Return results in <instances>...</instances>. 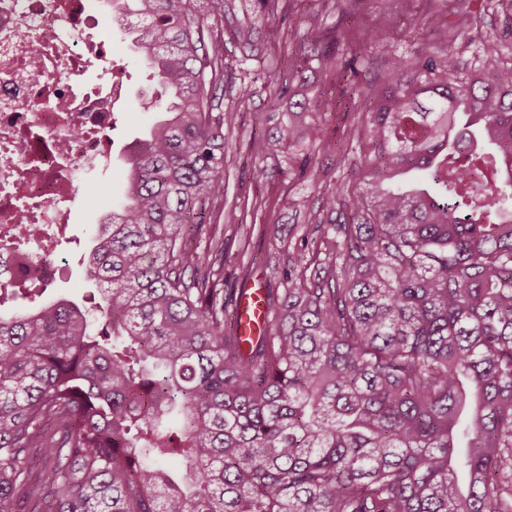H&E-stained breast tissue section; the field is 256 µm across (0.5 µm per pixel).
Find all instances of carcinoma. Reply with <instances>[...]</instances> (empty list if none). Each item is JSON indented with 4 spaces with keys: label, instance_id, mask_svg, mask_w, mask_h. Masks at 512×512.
I'll return each mask as SVG.
<instances>
[{
    "label": "carcinoma",
    "instance_id": "cac0c4a2",
    "mask_svg": "<svg viewBox=\"0 0 512 512\" xmlns=\"http://www.w3.org/2000/svg\"><path fill=\"white\" fill-rule=\"evenodd\" d=\"M271 2L115 3L160 119L82 258L100 301L0 314V512H512V65L490 39L468 68L416 54L371 97L357 63L394 33L314 20L263 73L283 116L262 146L319 205L244 341L206 210L237 112L205 32L224 25L257 63ZM440 23L446 41L479 18ZM319 70L364 107L340 182L315 159ZM44 292L17 282L0 302Z\"/></svg>",
    "mask_w": 512,
    "mask_h": 512
}]
</instances>
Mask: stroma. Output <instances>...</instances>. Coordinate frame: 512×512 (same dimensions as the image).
Listing matches in <instances>:
<instances>
[{
    "label": "stroma",
    "mask_w": 512,
    "mask_h": 512,
    "mask_svg": "<svg viewBox=\"0 0 512 512\" xmlns=\"http://www.w3.org/2000/svg\"><path fill=\"white\" fill-rule=\"evenodd\" d=\"M471 11L480 17L482 37L498 40L502 47L501 60L512 65V21L495 6V0H362L357 14H348L344 0L335 8L323 9L321 0H278L274 31L267 36L260 66L262 70H278L294 56L306 37L314 20L333 26L367 25L374 18H383L394 31L396 40L390 50L371 47L365 54L364 83L380 84L393 63L415 53L437 56L443 44L437 43L421 19L426 15L447 16L451 11ZM321 92L326 102L319 117L324 137L332 144H345L347 129L353 120L349 108L341 104L339 84L330 76L321 79ZM252 97L245 104L236 102V84L224 86V108L236 109L242 125L237 144L224 162V200L221 224L224 226V285L228 288L244 287L256 276H265L270 286H278L281 273L279 241L287 237L288 228L295 219L286 210L284 202L298 188L288 176L271 172L261 178L256 174L263 164L256 141L251 137L256 116L272 111L277 89L264 79H252ZM140 132L131 122L130 113L118 115L111 133L114 161L111 170L87 173V187L93 192L94 204H80L74 211L73 222L58 246V263L65 266V277L55 279L45 291L44 300L67 295L81 298L89 289L84 279L80 256L91 244L90 230L97 222L100 210L111 205L104 183H120L126 173L124 158L128 146ZM274 224L278 236L260 235L253 224Z\"/></svg>",
    "instance_id": "obj_1"
}]
</instances>
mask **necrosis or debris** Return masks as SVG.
Segmentation results:
<instances>
[{
    "mask_svg": "<svg viewBox=\"0 0 512 512\" xmlns=\"http://www.w3.org/2000/svg\"><path fill=\"white\" fill-rule=\"evenodd\" d=\"M111 16L110 0H0L1 284L52 281L78 175L112 165L128 90L101 27Z\"/></svg>",
    "mask_w": 512,
    "mask_h": 512,
    "instance_id": "obj_1",
    "label": "necrosis or debris"
}]
</instances>
